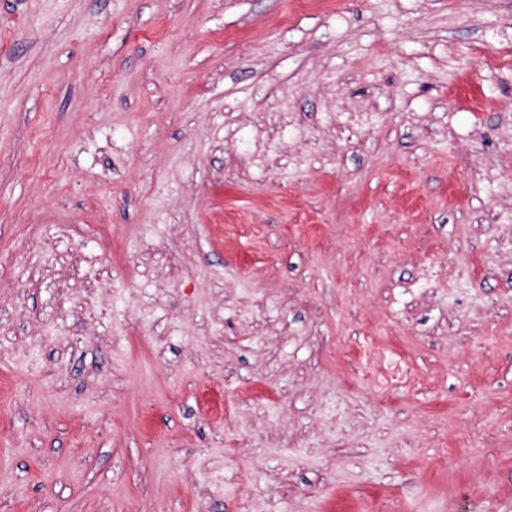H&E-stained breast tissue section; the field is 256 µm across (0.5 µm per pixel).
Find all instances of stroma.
Segmentation results:
<instances>
[{
  "label": "stroma",
  "mask_w": 512,
  "mask_h": 512,
  "mask_svg": "<svg viewBox=\"0 0 512 512\" xmlns=\"http://www.w3.org/2000/svg\"><path fill=\"white\" fill-rule=\"evenodd\" d=\"M512 0H0V512H512Z\"/></svg>",
  "instance_id": "1"
}]
</instances>
